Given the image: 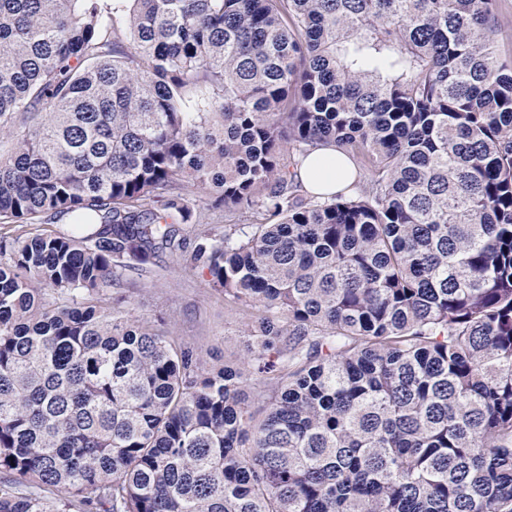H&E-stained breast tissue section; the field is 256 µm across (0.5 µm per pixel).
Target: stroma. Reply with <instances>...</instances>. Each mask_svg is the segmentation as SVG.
Returning a JSON list of instances; mask_svg holds the SVG:
<instances>
[{"label":"stroma","instance_id":"stroma-1","mask_svg":"<svg viewBox=\"0 0 512 512\" xmlns=\"http://www.w3.org/2000/svg\"><path fill=\"white\" fill-rule=\"evenodd\" d=\"M160 264V276L144 280L132 290V314L162 326L214 359L243 357L250 312L225 302L206 273L188 267L179 256L164 254Z\"/></svg>","mask_w":512,"mask_h":512}]
</instances>
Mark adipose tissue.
Returning a JSON list of instances; mask_svg holds the SVG:
<instances>
[{
	"label": "adipose tissue",
	"mask_w": 512,
	"mask_h": 512,
	"mask_svg": "<svg viewBox=\"0 0 512 512\" xmlns=\"http://www.w3.org/2000/svg\"><path fill=\"white\" fill-rule=\"evenodd\" d=\"M297 177L311 194L328 195L353 182L354 165L333 147L320 146L298 168Z\"/></svg>",
	"instance_id": "1"
}]
</instances>
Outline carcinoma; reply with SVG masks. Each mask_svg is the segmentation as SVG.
Returning <instances> with one entry per match:
<instances>
[{"mask_svg": "<svg viewBox=\"0 0 512 512\" xmlns=\"http://www.w3.org/2000/svg\"><path fill=\"white\" fill-rule=\"evenodd\" d=\"M127 2L0 0V512H512L496 0ZM326 142L364 190L298 193ZM164 253L240 365L105 304Z\"/></svg>", "mask_w": 512, "mask_h": 512, "instance_id": "obj_1", "label": "carcinoma"}]
</instances>
